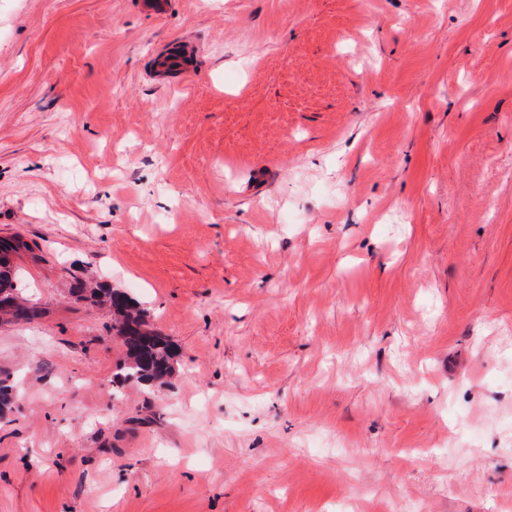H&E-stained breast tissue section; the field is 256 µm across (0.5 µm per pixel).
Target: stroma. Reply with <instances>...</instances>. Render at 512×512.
Instances as JSON below:
<instances>
[{"label": "stroma", "instance_id": "1", "mask_svg": "<svg viewBox=\"0 0 512 512\" xmlns=\"http://www.w3.org/2000/svg\"><path fill=\"white\" fill-rule=\"evenodd\" d=\"M142 3L0 0V512H512V0ZM30 246L21 237L14 236L0 239V316L14 319H30L37 310L24 304L17 286L18 271L11 263V258L23 250L30 251ZM6 305V306H2ZM72 294H89L108 304L116 317V332L123 357L119 363L117 382L124 385H164L175 373V346L148 320V311L132 297L105 284L77 281Z\"/></svg>", "mask_w": 512, "mask_h": 512}]
</instances>
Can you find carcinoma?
I'll return each mask as SVG.
<instances>
[{
  "label": "carcinoma",
  "mask_w": 512,
  "mask_h": 512,
  "mask_svg": "<svg viewBox=\"0 0 512 512\" xmlns=\"http://www.w3.org/2000/svg\"><path fill=\"white\" fill-rule=\"evenodd\" d=\"M30 246L21 237L0 239V316L29 319L37 310L24 304L17 286L18 271L11 263L13 255ZM71 291L86 294L109 305L116 317V332L123 357L116 379L119 385H164L175 373V346L148 320V311L132 297L105 284L78 281Z\"/></svg>",
  "instance_id": "carcinoma-1"
}]
</instances>
